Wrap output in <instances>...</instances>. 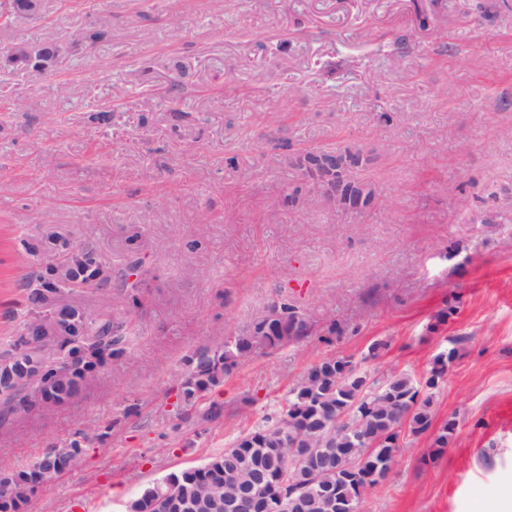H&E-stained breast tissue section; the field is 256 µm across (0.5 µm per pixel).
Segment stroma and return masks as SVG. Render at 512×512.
<instances>
[{
	"label": "stroma",
	"instance_id": "stroma-1",
	"mask_svg": "<svg viewBox=\"0 0 512 512\" xmlns=\"http://www.w3.org/2000/svg\"><path fill=\"white\" fill-rule=\"evenodd\" d=\"M471 4L42 0L38 20L0 27V49L72 46L51 71L0 70V353L25 312L15 251L49 230L112 266L109 284L65 303L134 331L129 354L69 402L0 420V463L14 467L113 428L26 512H126L278 416L323 357L423 383L451 348L430 431L360 512H512V0ZM89 27L103 37L88 48ZM348 145L374 158L380 204L361 216L288 165ZM284 297L302 335L242 358L203 403L178 401L187 355L247 333ZM207 401L222 419H201Z\"/></svg>",
	"mask_w": 512,
	"mask_h": 512
}]
</instances>
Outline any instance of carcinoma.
I'll list each match as a JSON object with an SVG mask.
<instances>
[{
	"instance_id": "obj_1",
	"label": "carcinoma",
	"mask_w": 512,
	"mask_h": 512,
	"mask_svg": "<svg viewBox=\"0 0 512 512\" xmlns=\"http://www.w3.org/2000/svg\"><path fill=\"white\" fill-rule=\"evenodd\" d=\"M40 0H0V26L14 24L32 16L31 7ZM343 166L329 177L318 166L311 182L321 186L333 179L347 197V214H355L369 206L378 191L361 176L367 170V156L359 149L336 150ZM82 268L73 280L59 279L51 266H39L21 277L17 283L27 310L25 319L14 334L12 349L0 356V375L12 373V385L0 388V418L31 406L26 400L27 382L19 353L28 345L25 330L42 313L50 294L61 295L77 287L103 285L112 280V268L102 260L95 248L81 244ZM287 317L276 331L265 332L266 317L258 319L253 329L224 341L219 347L200 346L185 359L186 370L178 388V396L192 403L204 393L221 385L224 377L239 360L252 350L273 348L301 335L305 321L286 302L278 306ZM132 327L127 319L110 314L91 317L81 314V321L68 336L54 340L62 356H71L59 369L44 374L47 383L43 399L62 401L77 396L104 368V358L119 359L128 353ZM455 358V350L440 354L433 363L431 378L417 381L409 373L391 376L384 382L366 383L367 370L349 357L327 356L313 363L301 380L288 392L287 409L278 421L239 436L230 447L212 456L205 464L170 473L144 490L129 504V512H229L226 504L255 481L263 482L262 495L274 500L282 493L283 476L295 481L300 490L288 495L282 512H359L363 484L362 473L349 476L339 470L338 459L348 455L360 458L371 441L383 439L395 443L380 448L391 461L407 446L402 432L416 437L432 423L433 395H421L422 388L433 389ZM88 435L79 432L61 456L51 449L24 468H0V512H24L29 496L38 487L50 486L58 480L60 467L76 468L85 455ZM305 448H321L324 456H311L301 472L292 461ZM315 472L336 485L343 507H330L315 494L301 491L306 472Z\"/></svg>"
}]
</instances>
